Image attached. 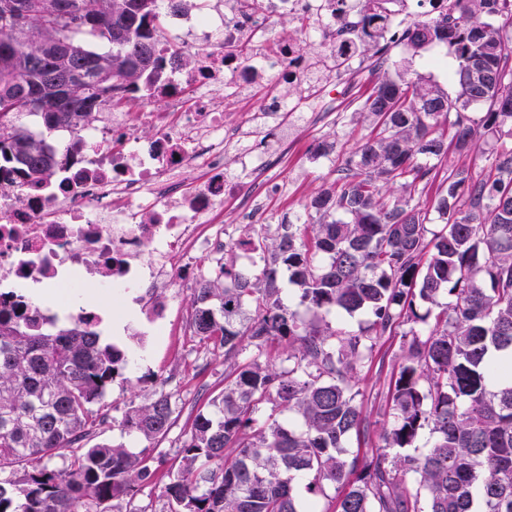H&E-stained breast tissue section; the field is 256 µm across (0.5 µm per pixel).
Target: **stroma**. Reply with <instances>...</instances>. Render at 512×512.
Instances as JSON below:
<instances>
[{
    "instance_id": "35a3bbf8",
    "label": "stroma",
    "mask_w": 512,
    "mask_h": 512,
    "mask_svg": "<svg viewBox=\"0 0 512 512\" xmlns=\"http://www.w3.org/2000/svg\"><path fill=\"white\" fill-rule=\"evenodd\" d=\"M421 54L405 45L390 46L388 63L384 70L367 68L361 77L359 94L367 93L383 75H404L406 79L424 78L456 96L458 87L450 82L446 73L433 72L422 64ZM367 123L357 110V99H344L338 111L319 116L299 134V140L289 145L267 171L268 179L287 187L284 195L273 197L270 213L273 220L282 216L304 214L306 205L338 176L345 158L365 133ZM307 140L329 145L326 157L316 159L304 150ZM138 294L130 289L126 295H111L109 300L95 304L102 317L100 331L106 341L125 348L129 364L121 377L116 378L101 402L110 420L90 438L91 443L126 445L131 451H141L145 442L130 435L122 420L130 407L144 403L158 392L159 381H166L167 391L174 394L179 417L166 437L155 448L167 464L182 460L181 445L185 423L196 403L212 398L224 388V353L213 343L193 336L189 328L192 312L188 288L171 291L169 307L163 321H156L154 313L135 308L125 323L122 333L111 330V316L115 309L131 305ZM401 336L382 337L358 382L359 400L369 426L366 433L351 436L347 442L350 454L371 457L381 443L380 434L389 420L388 397L393 373L403 354Z\"/></svg>"
}]
</instances>
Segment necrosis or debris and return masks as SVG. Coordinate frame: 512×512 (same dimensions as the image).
<instances>
[{
  "instance_id": "necrosis-or-debris-1",
  "label": "necrosis or debris",
  "mask_w": 512,
  "mask_h": 512,
  "mask_svg": "<svg viewBox=\"0 0 512 512\" xmlns=\"http://www.w3.org/2000/svg\"><path fill=\"white\" fill-rule=\"evenodd\" d=\"M164 26L158 50H196L194 66L167 65L151 94L161 110L137 112L115 105L97 124L76 122L57 129L58 165L39 183L0 178V309L21 304L37 310L29 285L57 288L77 282L91 290L109 283L122 291L146 283L142 307L165 311L172 288L198 284L200 255L224 250L219 217L225 200L256 201L255 176L268 164L254 146L255 127L288 139L285 113L309 125L333 110L321 93L339 85L352 94L365 69L352 31L361 24L360 0H159ZM300 23L301 37L276 41L275 18ZM342 59L340 71H319L309 53ZM224 89L223 109L211 102ZM307 92L293 104L288 91ZM264 94L267 107L247 102ZM154 130L151 141L138 136ZM196 169L199 180L182 185L179 175Z\"/></svg>"
}]
</instances>
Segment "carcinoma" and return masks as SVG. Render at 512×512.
I'll return each mask as SVG.
<instances>
[{
    "label": "carcinoma",
    "instance_id": "cac0c4a2",
    "mask_svg": "<svg viewBox=\"0 0 512 512\" xmlns=\"http://www.w3.org/2000/svg\"><path fill=\"white\" fill-rule=\"evenodd\" d=\"M12 2L0 0V57L9 52L0 66V172L35 183L53 174L56 150L20 118L36 114L52 130L91 125L111 102L132 106V93L163 74L162 15L157 0H76L95 17L89 28L59 0H29L20 26ZM447 2L448 11L407 24L401 40L416 53L452 47L457 96L401 75L375 84L358 108L369 132L307 218L225 235L224 251L257 254L261 272L226 262L194 289L190 327L224 348L227 384L186 426L182 465L162 488L168 512H318L329 485L340 490L337 512H476L477 501L481 512H512V145L491 152L479 173L439 167L449 151L467 154L505 127L512 136V36L487 21L512 24V0ZM386 46L374 28L359 51L381 69ZM52 50L60 83L48 88L40 60ZM438 177L433 205L414 201ZM433 211L438 232L429 228ZM283 267L307 319L281 301ZM331 310L371 320L364 331L334 329L322 317ZM406 325L382 445L368 460L351 457L346 442L363 422L360 373L378 340ZM283 340L286 370L268 358ZM244 341L254 350L248 361L238 359ZM126 365L125 351L87 322L0 312V471L23 466L0 481V512H110L154 482L163 459L85 444L108 422L97 404ZM263 403L288 407L298 426L259 423ZM176 421L172 394L162 391L128 410L123 426L154 443ZM426 427L429 447L417 453ZM67 448L82 452L51 467ZM298 476L307 478L303 505L291 486Z\"/></svg>",
    "mask_w": 512,
    "mask_h": 512
}]
</instances>
